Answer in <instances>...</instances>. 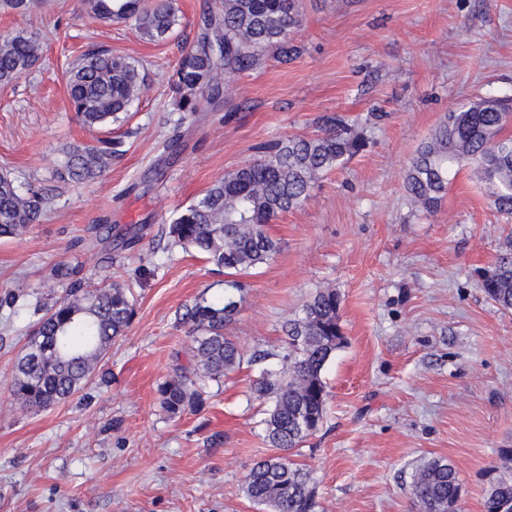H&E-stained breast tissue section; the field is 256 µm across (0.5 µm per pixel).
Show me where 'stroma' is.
<instances>
[{
	"label": "stroma",
	"instance_id": "obj_1",
	"mask_svg": "<svg viewBox=\"0 0 512 512\" xmlns=\"http://www.w3.org/2000/svg\"><path fill=\"white\" fill-rule=\"evenodd\" d=\"M223 3L175 0L178 21L160 42L132 21L100 22L83 0L0 10V33L41 44L34 66L0 85V169L49 196L22 237L0 240V512H264L244 491L272 453L250 386L281 370L282 326L323 286L341 297L344 342L322 371L324 421L294 457L316 487L315 512H416L408 485L426 457L449 460L462 512H481L489 471L512 448V313L477 272L512 223L472 169L431 215L410 205L404 177L450 110L512 97V0H301L297 57L265 55L181 116L169 77ZM90 49L128 56L146 75L122 123L88 129L70 107L67 70ZM333 113L364 132L367 149L271 224L281 249L246 275L230 327L246 363L210 385L204 408L169 417L157 387L189 363L180 317L196 298L221 296L225 276L205 255L169 247L168 224L261 147L313 133ZM114 140L120 154L101 177L57 180L69 145ZM98 224L111 237L99 240ZM60 265L90 288L129 285L134 315L101 376L24 412L6 383L38 307L65 291L42 288ZM20 276L26 295L4 305Z\"/></svg>",
	"mask_w": 512,
	"mask_h": 512
}]
</instances>
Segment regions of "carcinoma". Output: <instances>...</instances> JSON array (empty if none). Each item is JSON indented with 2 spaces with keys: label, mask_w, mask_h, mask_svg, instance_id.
Wrapping results in <instances>:
<instances>
[{
  "label": "carcinoma",
  "mask_w": 512,
  "mask_h": 512,
  "mask_svg": "<svg viewBox=\"0 0 512 512\" xmlns=\"http://www.w3.org/2000/svg\"><path fill=\"white\" fill-rule=\"evenodd\" d=\"M105 23L135 20L139 35L161 41L176 24L173 0H84ZM301 23L296 0H224V11L210 19L196 44L185 50L171 76L175 110L198 111L204 92L220 95L221 78L259 64L264 53L282 60L298 52L294 35ZM40 45L22 33L0 35V84L21 77L39 58ZM145 78L128 57L108 50L82 54L67 72V91L77 119L88 128L124 121L139 99ZM512 98L480 96L448 112L416 150L404 188L421 212L437 210L457 172L472 165L496 213L512 218ZM312 136L294 135L269 147L259 158L217 180L168 227L170 246L194 249L224 270V294L198 299L182 315L191 338L190 365L158 385L167 413L180 417L206 405L209 384L240 368L241 347L227 336L245 298V288L231 279L268 263L280 252L269 224L301 207L318 180L365 150L363 134L338 115L318 119ZM112 143L73 145L58 172L63 181L82 183L98 177L112 161ZM43 198L22 192L11 173L0 171V238H18L42 214ZM481 288L503 311L512 310V241L481 273ZM340 296L320 288L305 302L302 315L288 320L283 332L288 350L278 374L262 373L251 384L254 398L270 403L266 438L270 447L292 451L323 422L327 397L321 373L343 343ZM133 315L129 286L110 282L66 290L45 310L18 358L9 392L19 407L44 408L81 392L112 342ZM417 512H458L461 484L454 466L442 458L422 461L410 483ZM247 495L272 512H313L316 488L302 465L280 455L255 463L246 481ZM512 504V449L502 450L482 498V512Z\"/></svg>",
  "instance_id": "obj_1"
}]
</instances>
